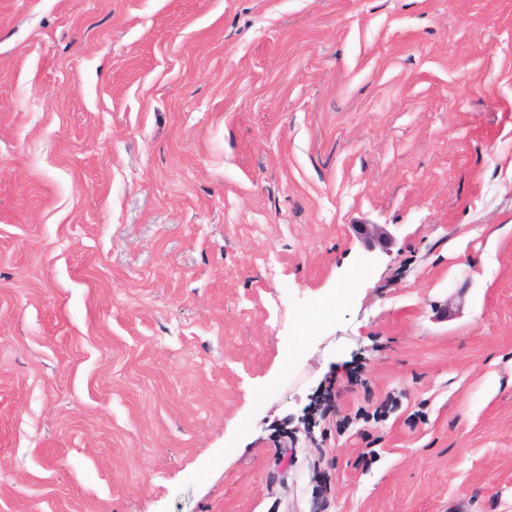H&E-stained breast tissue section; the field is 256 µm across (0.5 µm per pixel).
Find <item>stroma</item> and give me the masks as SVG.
Here are the masks:
<instances>
[{"instance_id": "obj_1", "label": "stroma", "mask_w": 512, "mask_h": 512, "mask_svg": "<svg viewBox=\"0 0 512 512\" xmlns=\"http://www.w3.org/2000/svg\"><path fill=\"white\" fill-rule=\"evenodd\" d=\"M0 512H512V0H0Z\"/></svg>"}]
</instances>
